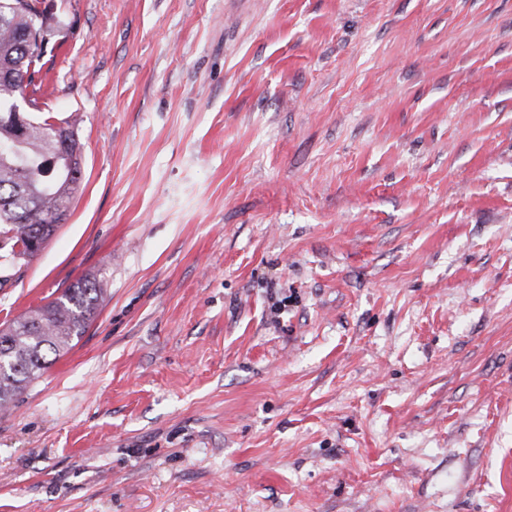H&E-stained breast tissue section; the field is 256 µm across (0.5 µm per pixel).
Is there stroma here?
<instances>
[{"label": "stroma", "instance_id": "1", "mask_svg": "<svg viewBox=\"0 0 512 512\" xmlns=\"http://www.w3.org/2000/svg\"><path fill=\"white\" fill-rule=\"evenodd\" d=\"M82 179L0 325V512H512V0H44ZM102 292L95 279H79L60 297L20 315L0 329V411L40 378L47 357L73 347L95 318Z\"/></svg>", "mask_w": 512, "mask_h": 512}]
</instances>
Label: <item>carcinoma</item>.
<instances>
[{
  "label": "carcinoma",
  "mask_w": 512,
  "mask_h": 512,
  "mask_svg": "<svg viewBox=\"0 0 512 512\" xmlns=\"http://www.w3.org/2000/svg\"><path fill=\"white\" fill-rule=\"evenodd\" d=\"M53 16L42 0H0V143L14 152L0 157V270L38 254L65 219L80 186L79 145L71 127L67 157L52 172L44 163L59 150L51 117L34 115L43 89V70L53 53ZM102 302L96 281L85 277L60 297L0 329V411L40 378L47 357L73 347Z\"/></svg>",
  "instance_id": "obj_1"
}]
</instances>
